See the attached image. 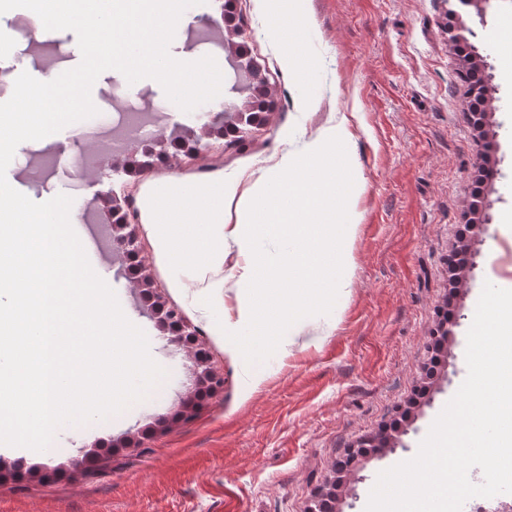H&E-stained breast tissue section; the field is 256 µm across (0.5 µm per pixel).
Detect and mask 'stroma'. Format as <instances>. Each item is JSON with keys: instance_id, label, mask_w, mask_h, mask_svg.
Wrapping results in <instances>:
<instances>
[{"instance_id": "1", "label": "stroma", "mask_w": 512, "mask_h": 512, "mask_svg": "<svg viewBox=\"0 0 512 512\" xmlns=\"http://www.w3.org/2000/svg\"><path fill=\"white\" fill-rule=\"evenodd\" d=\"M222 0H204L183 13L182 34L170 52L196 60L223 58V104L184 113L155 81L128 84L118 71L102 72L91 96L102 151L159 137H190L223 121L225 105L241 103L242 81L228 61L224 36L210 26ZM456 0H308L303 53L288 56L270 28L262 0H236L251 54L266 68L275 107L268 125L240 146L214 149L193 161L161 167L166 177L241 180L250 186L272 158L299 152L345 124L352 159L364 187L355 201L360 223L352 245L354 274L340 310L309 317L287 351L267 361V374L250 386V368L214 335L210 308L201 306L193 272L175 274L155 248L148 224L137 226L141 257L157 293L199 335L224 389L206 400L191 421L177 420L195 389L186 350L170 342L131 286L126 265L106 253L100 273L109 280L126 317L149 340L166 371L164 393L133 406L119 422L89 423L61 434L41 455L0 453V512H314V492L336 477L337 462L352 459L361 480L342 512H365L378 474L414 456L435 418L467 376L466 336L484 283L512 285V83L504 81L503 48L512 45V0H495L486 17L462 11L471 41L489 55L490 117L496 149L487 152L462 110L466 85L448 38ZM74 32L43 42L25 9L0 15V69L32 71L40 64L64 72ZM312 72L320 93L305 106L296 77ZM143 117L140 132L125 129V113ZM83 143L56 133L21 143L7 169L11 186L36 202L71 196L70 219L104 237L112 228L101 198L128 195L141 209L144 177L116 175L82 181L58 171L65 146ZM495 170L483 191L487 231L474 232L476 266L465 290L448 291V255L470 214L466 208L480 167ZM464 313L447 346L446 365L403 435L402 448L380 457H352L356 441L382 434L425 380L428 345L443 306ZM147 433L139 446V433ZM110 454L92 478L76 471L84 455Z\"/></svg>"}]
</instances>
